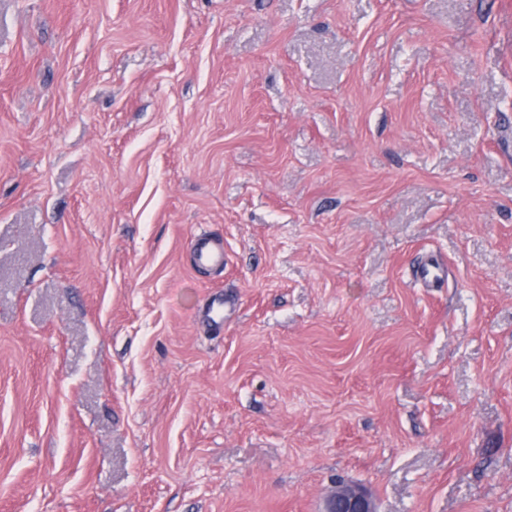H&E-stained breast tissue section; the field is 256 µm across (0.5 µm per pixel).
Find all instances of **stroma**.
I'll list each match as a JSON object with an SVG mask.
<instances>
[{
  "mask_svg": "<svg viewBox=\"0 0 512 512\" xmlns=\"http://www.w3.org/2000/svg\"><path fill=\"white\" fill-rule=\"evenodd\" d=\"M339 479L512 512V0H0V512ZM189 260L195 267L224 270L227 264L224 246L207 234L194 235ZM415 277L426 288L439 287L446 279V269L441 263L428 260L418 267Z\"/></svg>",
  "mask_w": 512,
  "mask_h": 512,
  "instance_id": "1",
  "label": "stroma"
}]
</instances>
